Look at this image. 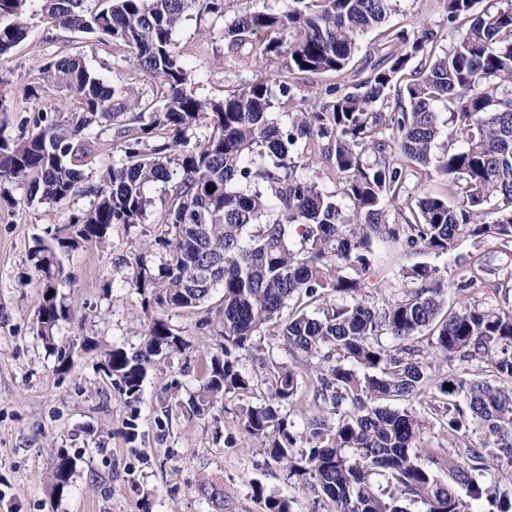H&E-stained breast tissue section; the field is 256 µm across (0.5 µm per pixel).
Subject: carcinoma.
<instances>
[{
  "label": "carcinoma",
  "instance_id": "carcinoma-1",
  "mask_svg": "<svg viewBox=\"0 0 512 512\" xmlns=\"http://www.w3.org/2000/svg\"><path fill=\"white\" fill-rule=\"evenodd\" d=\"M30 2L0 0V55L27 37ZM40 2L48 29L106 39L128 63L125 76L107 82L77 54L52 57L42 80L67 91L73 111L35 108L33 130L17 139L0 127V182L26 186L30 203L89 199L33 252L45 348L56 350L63 318L56 291L64 258L82 243H105L114 224L155 215L167 232L137 248L126 280L142 308L192 310L224 290L221 341L180 406L188 417L206 416L228 394L262 389V402L240 413L244 440L288 475L313 478L333 512H407L404 501L423 512H475L484 501L489 512H512V494H493L485 483L488 459L506 457L501 478L512 486V308L473 298L448 304L452 287L498 295L503 282L476 253L452 284L438 267L418 263L402 269L406 288L397 296L377 306L365 295L383 244L439 257L472 240L512 257V4L486 0L476 12L477 0H442L448 20L466 22L452 29L443 54L433 51L432 30L411 39L390 27L367 77L312 95L288 75L344 70L359 37L395 0H287L230 20L228 0ZM187 17L254 63L282 58L281 71L220 97L198 96L201 64L186 60L173 39ZM141 80L150 92L137 89ZM439 101L449 111L445 144ZM284 104L287 111L272 112ZM107 131L108 162L98 155ZM434 172L450 181L457 206L441 195L404 196L411 178ZM267 332L292 361L259 357V372L248 375L253 337ZM184 348L156 317L139 348L104 352V371L131 408L129 439L149 372ZM443 360L476 373L442 375ZM306 397L299 432L284 409ZM435 427L455 454L427 446ZM76 467L57 454L52 494L67 491ZM253 494L266 512H290L288 500L260 485Z\"/></svg>",
  "mask_w": 512,
  "mask_h": 512
}]
</instances>
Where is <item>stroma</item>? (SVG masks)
Returning <instances> with one entry per match:
<instances>
[{
	"instance_id": "obj_1",
	"label": "stroma",
	"mask_w": 512,
	"mask_h": 512,
	"mask_svg": "<svg viewBox=\"0 0 512 512\" xmlns=\"http://www.w3.org/2000/svg\"><path fill=\"white\" fill-rule=\"evenodd\" d=\"M386 24L412 35L429 27L439 36L438 51L450 46L441 0H398ZM199 29L188 18L174 33L177 48L198 57L203 66L196 86L199 96L222 95L281 65L275 57L258 65L243 61L223 41L202 37ZM379 40V30L367 32L346 70L308 75L305 83L316 91L333 83L351 88ZM75 51L104 79L127 70L120 55L99 38L51 32L40 19L29 20L26 39L0 55V94L11 107L0 115L5 134H21V123L34 104L72 111L66 93L43 81L40 69L46 58ZM33 85L40 94L35 101L29 96ZM87 204L82 196L64 206L30 204L23 185L0 184V512H262L252 493L257 484L288 499L291 512H331L313 479L288 476L282 467L268 464L263 449L246 445L238 412L257 403L256 395H226L202 419L188 418L174 406L202 381L204 352L217 341L212 324L218 319L222 290L213 291L198 308L168 312L188 347L150 372L134 410L139 414L138 436L126 439L125 422L134 411L104 372L101 354L115 345L139 348L155 316L143 310L126 280L134 244L160 235L163 225H113L105 245L85 243L65 258L67 283L60 295L68 312L60 322L57 351L45 349L37 334L41 290L32 253L48 228ZM473 251L470 241L439 258L385 247L383 268L370 276L367 294L378 300L399 293L401 267L417 262L439 267L449 280H456L464 257ZM168 404L172 412L163 413ZM61 450L76 459L77 468L69 489L57 496L51 494L49 481Z\"/></svg>"
}]
</instances>
